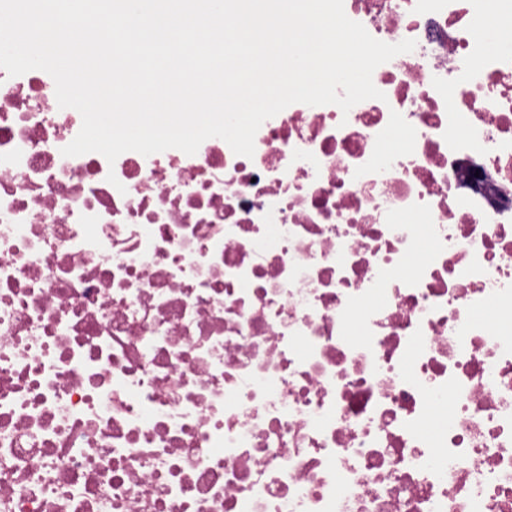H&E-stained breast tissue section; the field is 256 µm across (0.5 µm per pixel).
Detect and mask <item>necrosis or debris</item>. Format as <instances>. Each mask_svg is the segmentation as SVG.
Listing matches in <instances>:
<instances>
[{"label":"necrosis or debris","instance_id":"obj_1","mask_svg":"<svg viewBox=\"0 0 512 512\" xmlns=\"http://www.w3.org/2000/svg\"><path fill=\"white\" fill-rule=\"evenodd\" d=\"M343 3L415 49L250 158L63 156L0 68V512H512V41Z\"/></svg>","mask_w":512,"mask_h":512}]
</instances>
